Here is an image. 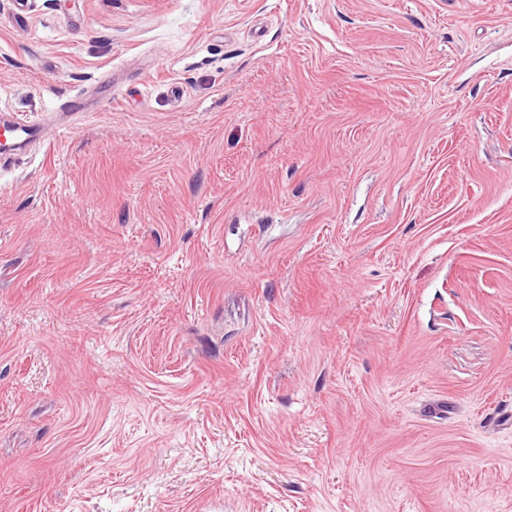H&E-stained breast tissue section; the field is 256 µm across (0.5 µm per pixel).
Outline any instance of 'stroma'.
<instances>
[{
    "label": "stroma",
    "instance_id": "35a3bbf8",
    "mask_svg": "<svg viewBox=\"0 0 512 512\" xmlns=\"http://www.w3.org/2000/svg\"><path fill=\"white\" fill-rule=\"evenodd\" d=\"M2 112L0 512H512V0H0ZM44 137V128L41 123L1 115L0 118V155L8 156L24 151L30 144L40 143Z\"/></svg>",
    "mask_w": 512,
    "mask_h": 512
}]
</instances>
